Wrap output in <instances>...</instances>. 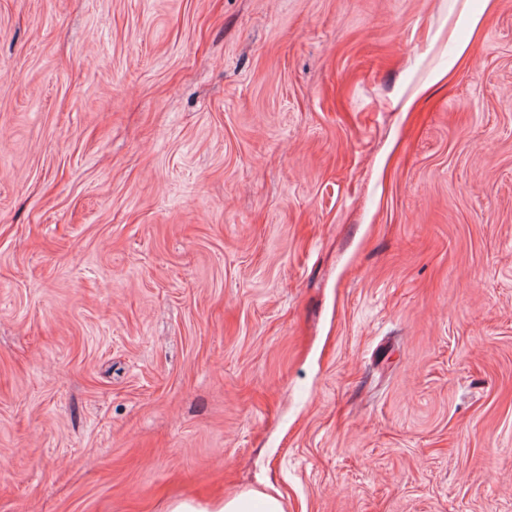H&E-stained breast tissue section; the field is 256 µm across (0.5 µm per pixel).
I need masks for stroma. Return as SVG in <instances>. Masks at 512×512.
Returning <instances> with one entry per match:
<instances>
[{"label":"stroma","instance_id":"1","mask_svg":"<svg viewBox=\"0 0 512 512\" xmlns=\"http://www.w3.org/2000/svg\"><path fill=\"white\" fill-rule=\"evenodd\" d=\"M248 491L512 512V0H0V512Z\"/></svg>","mask_w":512,"mask_h":512}]
</instances>
